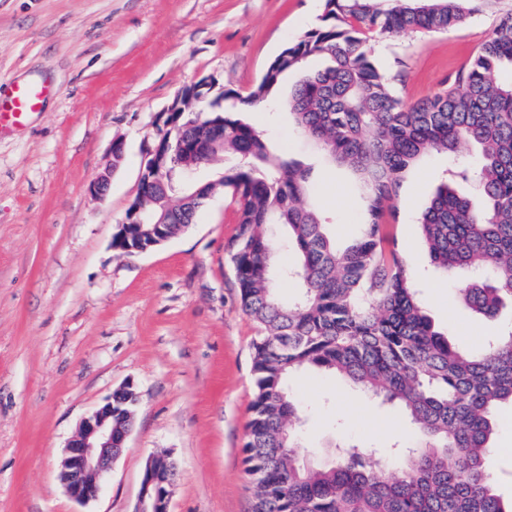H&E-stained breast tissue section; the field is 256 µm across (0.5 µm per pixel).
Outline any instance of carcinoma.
Wrapping results in <instances>:
<instances>
[{
	"label": "carcinoma",
	"mask_w": 512,
	"mask_h": 512,
	"mask_svg": "<svg viewBox=\"0 0 512 512\" xmlns=\"http://www.w3.org/2000/svg\"><path fill=\"white\" fill-rule=\"evenodd\" d=\"M390 2L384 9L377 0H325L322 23L276 56L240 99L288 112L329 161L357 178L367 217L352 244L337 247L320 209L301 204L310 170L275 153L240 110L224 109V138L208 142L212 157L239 158L217 190L236 204L227 258L242 311L259 328L242 448L256 512H512L489 475L496 416L512 404V330L471 350L435 330L391 223L411 165L474 149L478 164L452 170L418 226L432 274L466 275L457 288L466 308L491 320L512 300V80L502 79L512 67V12L440 91L408 104L372 57L369 35L446 31L477 0ZM310 57L327 64L308 69ZM292 71L300 79L277 98ZM459 182L476 184L481 203L458 192ZM210 191L199 183L169 192L168 237L185 232ZM269 224L288 228L295 262L277 261ZM123 228L113 235L115 250L129 239L152 242L137 224ZM278 277L294 283V298L279 299ZM307 368L337 373L397 408L419 440L391 459L349 447L331 466L299 461V407L287 379Z\"/></svg>",
	"instance_id": "obj_1"
}]
</instances>
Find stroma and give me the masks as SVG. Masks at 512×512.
<instances>
[{"mask_svg": "<svg viewBox=\"0 0 512 512\" xmlns=\"http://www.w3.org/2000/svg\"><path fill=\"white\" fill-rule=\"evenodd\" d=\"M512 0H480L445 32L368 45L406 102L440 90L491 34ZM324 0H0V90L40 80L54 92L21 129L0 135V512H134L149 456L178 464L170 512H252L242 448L253 397L257 325L238 300L226 247L236 207L217 193L187 231L133 257L112 238L137 195L156 118L201 76L246 96L270 62L320 24ZM244 118L311 169L307 202L338 244L366 203L353 175L328 165L287 115ZM122 143L123 158L112 161ZM450 161L430 154L404 175L396 247L410 268L428 257L417 218ZM112 168L105 196L91 183ZM457 282L424 298L460 348L512 328V306L487 320L464 309ZM139 404L125 448L87 506L58 473L81 420L119 387ZM301 410V457L329 466L344 442L389 454L401 418L328 374L289 383ZM496 490L512 500V407L493 440Z\"/></svg>", "mask_w": 512, "mask_h": 512, "instance_id": "1", "label": "stroma"}]
</instances>
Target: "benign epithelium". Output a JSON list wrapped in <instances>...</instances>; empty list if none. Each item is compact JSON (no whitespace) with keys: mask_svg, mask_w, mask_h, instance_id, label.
<instances>
[{"mask_svg":"<svg viewBox=\"0 0 512 512\" xmlns=\"http://www.w3.org/2000/svg\"><path fill=\"white\" fill-rule=\"evenodd\" d=\"M219 85L213 75H206L185 87L173 102L157 117L158 135L146 149L145 161L139 177L138 193L126 211L124 223L146 224V204L156 196V187L170 186L175 153L193 148L197 154L196 167L211 163L209 153L190 146L180 137L181 123L187 108L199 103ZM195 125H202L210 136L224 135V117H197ZM115 412L112 399L85 416L76 434L66 446L60 479L68 496L79 503L99 498L104 479L124 448L127 434L113 426ZM173 483L170 464L164 455L151 456L144 468L141 492L135 512H169Z\"/></svg>","mask_w":512,"mask_h":512,"instance_id":"1","label":"benign epithelium"}]
</instances>
